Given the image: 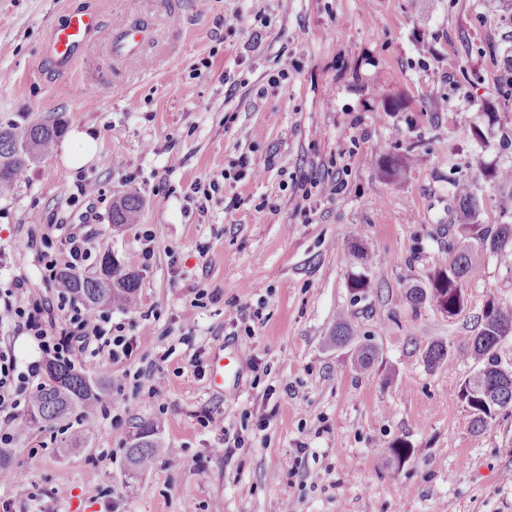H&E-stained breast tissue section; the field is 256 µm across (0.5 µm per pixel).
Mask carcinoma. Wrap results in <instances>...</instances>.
<instances>
[{"label":"carcinoma","mask_w":512,"mask_h":512,"mask_svg":"<svg viewBox=\"0 0 512 512\" xmlns=\"http://www.w3.org/2000/svg\"><path fill=\"white\" fill-rule=\"evenodd\" d=\"M62 130L63 126L58 121L31 122L23 127L0 129V192L10 190L21 181L29 165L50 152ZM457 195L463 217L473 216L477 202L467 188H457ZM140 210L141 200L133 194L126 195L113 204L111 222L132 224ZM463 229L476 230L473 239L482 248L500 255L512 268V223L481 228L465 224ZM469 262L468 247L459 248L448 267L434 274L430 287L409 289L407 299L416 308L429 299L447 307L448 315L458 314L464 306L461 282L468 272ZM382 264L380 257L370 260L364 272L351 279V287L362 291L373 287ZM138 285V274L124 271L106 254L97 273L65 272L59 279L60 287L91 309L114 304L133 305ZM511 335L512 308L490 303L483 310L477 333L466 337L459 349L451 351L441 343H433L425 350L424 358L431 369L440 366L452 368L467 356L480 364L478 372L465 381L462 392V398L473 415L472 426L475 429L485 427L498 412L512 408V370L502 368L496 354L499 344ZM353 339V330L346 322L339 323L331 336L332 342L338 346H346ZM379 357L378 348L371 343H361L353 350L354 362L361 370L371 368ZM100 398L101 393L73 366L50 362L46 366V381L34 394L22 419L21 431L39 429L76 411L87 412L99 405ZM162 450L156 427L145 423L127 448V460L133 471L144 472Z\"/></svg>","instance_id":"obj_1"}]
</instances>
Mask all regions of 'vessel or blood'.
I'll list each match as a JSON object with an SVG mask.
<instances>
[{"label":"vessel or blood","mask_w":512,"mask_h":512,"mask_svg":"<svg viewBox=\"0 0 512 512\" xmlns=\"http://www.w3.org/2000/svg\"><path fill=\"white\" fill-rule=\"evenodd\" d=\"M103 28L99 15L93 11H75L70 13L63 24L53 28L46 47V54L58 68H67L72 61L82 54L92 39ZM141 40L139 31L127 29L120 34L109 37L111 52L120 54L133 53Z\"/></svg>","instance_id":"b4317fda"}]
</instances>
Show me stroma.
<instances>
[{
	"label": "stroma",
	"mask_w": 512,
	"mask_h": 512,
	"mask_svg": "<svg viewBox=\"0 0 512 512\" xmlns=\"http://www.w3.org/2000/svg\"><path fill=\"white\" fill-rule=\"evenodd\" d=\"M75 10L105 31L62 71L44 48ZM131 26L137 54L111 53L108 31ZM511 80L512 0H0V127L58 119L96 141L85 166L56 148L0 194V295L25 278L55 297L40 241L64 233L140 278L134 307L111 308L131 359L77 365L113 392L107 410L16 436L0 512H512V409L473 431V359L423 358L474 335L487 303L512 306V268L475 249L453 317L405 298L465 239L458 186L474 223L508 220ZM82 179L99 195L74 200ZM131 192L136 223L113 225ZM368 254L386 262L359 292ZM342 320L381 364L359 372L331 343ZM218 348L240 359L235 394L209 389ZM144 422L170 451L135 473ZM228 434L243 439L229 454Z\"/></svg>",
	"instance_id": "1"
}]
</instances>
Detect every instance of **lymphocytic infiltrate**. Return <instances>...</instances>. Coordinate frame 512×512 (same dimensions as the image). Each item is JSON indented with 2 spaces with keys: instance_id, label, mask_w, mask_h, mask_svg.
I'll list each match as a JSON object with an SVG mask.
<instances>
[{
  "instance_id": "obj_1",
  "label": "lymphocytic infiltrate",
  "mask_w": 512,
  "mask_h": 512,
  "mask_svg": "<svg viewBox=\"0 0 512 512\" xmlns=\"http://www.w3.org/2000/svg\"><path fill=\"white\" fill-rule=\"evenodd\" d=\"M42 245L44 273L51 280L58 279L65 270L80 271L92 257L87 239L72 234L57 242L43 239ZM13 292L20 301L0 305V325L32 336L43 359L71 364L87 357L106 356L118 361L131 357L137 347L136 339L113 325L108 314L88 308L66 291H58L51 299L30 287L27 280L19 279ZM58 318L63 320V328L55 327ZM40 374V361L30 363L22 371L11 355L0 351V412L6 414L0 423L1 448L12 443L20 408L30 402Z\"/></svg>"
}]
</instances>
